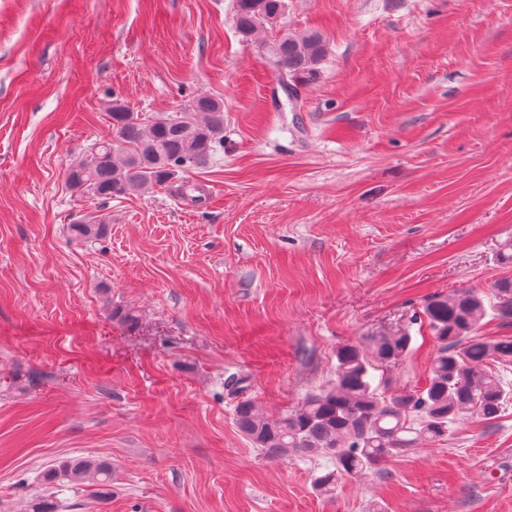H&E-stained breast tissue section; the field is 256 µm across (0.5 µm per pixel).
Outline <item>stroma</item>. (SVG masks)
<instances>
[{"mask_svg":"<svg viewBox=\"0 0 512 512\" xmlns=\"http://www.w3.org/2000/svg\"><path fill=\"white\" fill-rule=\"evenodd\" d=\"M287 3L246 38L235 0H0V512L84 456L111 461L112 495L61 487V512H512V402L330 497L326 458L268 460L235 425L238 402L286 412L334 380L337 347L398 325L391 387L424 386L412 318L436 295H482L480 338L512 339V0ZM287 30L329 50L294 104L263 56ZM201 95L224 101L209 162L106 202L67 186L113 102ZM82 216L107 239H73Z\"/></svg>","mask_w":512,"mask_h":512,"instance_id":"35a3bbf8","label":"stroma"}]
</instances>
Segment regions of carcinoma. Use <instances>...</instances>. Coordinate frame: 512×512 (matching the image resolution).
<instances>
[{
	"instance_id": "cac0c4a2",
	"label": "carcinoma",
	"mask_w": 512,
	"mask_h": 512,
	"mask_svg": "<svg viewBox=\"0 0 512 512\" xmlns=\"http://www.w3.org/2000/svg\"><path fill=\"white\" fill-rule=\"evenodd\" d=\"M285 0H236L235 21L245 37L284 13ZM327 55V44L314 32L285 33L267 47L268 65L281 87L298 94L312 81ZM114 138L95 142L66 172L72 190L111 200L167 185L178 171L198 166L224 147V101L197 98L179 112L140 117L123 104L109 112ZM70 234L85 242L104 239L106 219L77 220ZM504 297L499 316L512 318V280L495 283ZM487 314L483 298L467 289L429 299L419 321L434 336L436 354L425 385L407 392L390 390V378L374 379L406 358L412 336L407 328L378 331L357 344L336 349L334 383L305 397L295 409L267 414L249 399L234 409V422L267 459L320 456L332 468L314 479V489L331 494L336 479L381 471L382 464L423 442L448 439L464 419L496 420L512 400V387L489 369L491 362L512 361V339L486 341L476 336ZM48 489L78 483L105 498L112 484V462L66 460L41 475Z\"/></svg>"
}]
</instances>
